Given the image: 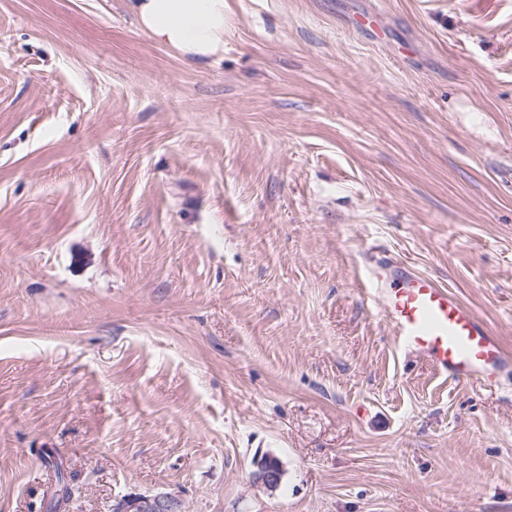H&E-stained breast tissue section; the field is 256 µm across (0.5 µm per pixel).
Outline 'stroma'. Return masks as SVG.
Listing matches in <instances>:
<instances>
[{
    "label": "stroma",
    "mask_w": 512,
    "mask_h": 512,
    "mask_svg": "<svg viewBox=\"0 0 512 512\" xmlns=\"http://www.w3.org/2000/svg\"><path fill=\"white\" fill-rule=\"evenodd\" d=\"M385 256L512 351V0H226L208 66L0 0V512H512V373L401 351ZM269 459L275 460V464L272 466L266 465ZM254 467L255 469L251 473V480L254 485L271 494L279 490L284 469L277 457L271 454L261 455L255 459ZM123 506V507H122ZM183 502L169 492L126 494L112 500V512H184Z\"/></svg>",
    "instance_id": "35a3bbf8"
}]
</instances>
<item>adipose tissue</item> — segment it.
<instances>
[{
	"label": "adipose tissue",
	"instance_id": "ef3b65f1",
	"mask_svg": "<svg viewBox=\"0 0 512 512\" xmlns=\"http://www.w3.org/2000/svg\"><path fill=\"white\" fill-rule=\"evenodd\" d=\"M224 5L225 0H128L151 40L199 65L224 56Z\"/></svg>",
	"mask_w": 512,
	"mask_h": 512
}]
</instances>
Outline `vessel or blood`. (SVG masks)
Here are the masks:
<instances>
[{
    "instance_id": "obj_1",
    "label": "vessel or blood",
    "mask_w": 512,
    "mask_h": 512,
    "mask_svg": "<svg viewBox=\"0 0 512 512\" xmlns=\"http://www.w3.org/2000/svg\"><path fill=\"white\" fill-rule=\"evenodd\" d=\"M391 280L370 293L401 350L429 361L448 379L496 382L512 354L458 295L436 279L390 261Z\"/></svg>"
}]
</instances>
